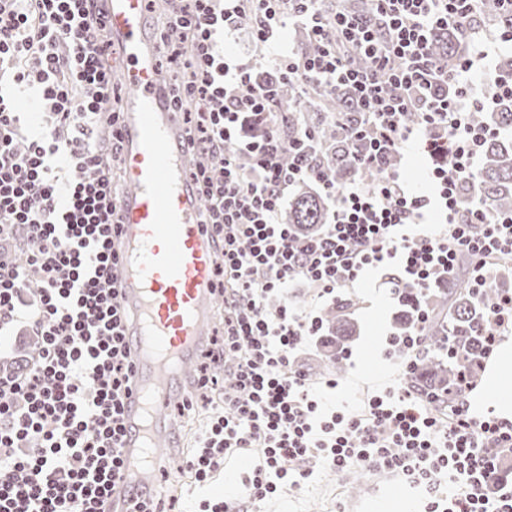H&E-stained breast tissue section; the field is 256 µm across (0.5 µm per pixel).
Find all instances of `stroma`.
Wrapping results in <instances>:
<instances>
[{
    "label": "stroma",
    "mask_w": 512,
    "mask_h": 512,
    "mask_svg": "<svg viewBox=\"0 0 512 512\" xmlns=\"http://www.w3.org/2000/svg\"><path fill=\"white\" fill-rule=\"evenodd\" d=\"M345 293L356 303L352 320L356 335L350 342L352 357L343 369L325 367L323 351L316 342H309L302 361L314 388L323 391V403L346 411L358 407L377 388L395 376V366L383 356L387 337L394 331L400 307L384 284L380 272L370 269L360 281L346 288ZM340 383L336 393L325 391L328 379ZM172 460L170 475L160 486L165 496L178 499L182 512H194L198 501L216 494V486L201 487ZM411 497L417 512H422L425 500L422 492L407 487L398 477L387 473L371 474L354 470L343 475L322 472L305 487L290 490L266 500L260 512H375L381 501L393 493Z\"/></svg>",
    "instance_id": "1"
}]
</instances>
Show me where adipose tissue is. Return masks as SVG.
<instances>
[{"instance_id": "ef3b65f1", "label": "adipose tissue", "mask_w": 512, "mask_h": 512, "mask_svg": "<svg viewBox=\"0 0 512 512\" xmlns=\"http://www.w3.org/2000/svg\"><path fill=\"white\" fill-rule=\"evenodd\" d=\"M478 414L494 412L512 420V336L505 337L485 372V391L469 400Z\"/></svg>"}]
</instances>
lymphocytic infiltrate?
<instances>
[{"mask_svg": "<svg viewBox=\"0 0 512 512\" xmlns=\"http://www.w3.org/2000/svg\"><path fill=\"white\" fill-rule=\"evenodd\" d=\"M156 37L171 66L162 89L180 113L186 145L206 158L188 179L204 201L214 237L216 291L224 331L205 352L195 394L180 412L208 409L207 423L183 466L207 485L234 448L257 449L248 477L251 501L298 489L316 471L387 472L422 490L427 512H512V423L473 417L463 382L448 412L439 397L407 385L426 354L431 315L418 295L460 262L483 287L495 261L512 256V213L462 211L455 180L479 168L491 131L471 116L512 99V73L494 52L464 57L445 72L434 35L473 24L480 0H371L383 25L342 10L325 16L322 0H161ZM278 79L301 89L347 87L363 114L361 169L379 172L372 187L323 184L332 200L322 233L296 243L279 213L297 182L318 175L308 159L310 131L288 141V110L275 82L251 62L224 53L243 15ZM318 44L310 57L282 52L288 25ZM109 25L99 0H0V239L26 232L24 260L0 246V334L23 328L41 347L29 369L0 373V512H105L124 469L120 443L134 373L119 307L122 196L113 168L123 148L119 77L105 58ZM365 59L357 66L347 50ZM493 77L473 82L475 70ZM35 91L52 120L22 136L16 95ZM420 99L418 122L407 115ZM419 146L429 158L431 190L413 192L389 155ZM293 161L283 164L284 154ZM391 265L411 288L403 305L413 330L387 340L401 379L361 411L320 410L316 390L294 355L318 336L321 318L295 307L291 283L304 279L335 299L364 267Z\"/></svg>", "mask_w": 512, "mask_h": 512, "instance_id": "1", "label": "lymphocytic infiltrate"}]
</instances>
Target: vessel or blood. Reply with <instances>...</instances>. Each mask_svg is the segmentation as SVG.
I'll return each instance as SVG.
<instances>
[{
  "label": "vessel or blood",
  "mask_w": 512,
  "mask_h": 512,
  "mask_svg": "<svg viewBox=\"0 0 512 512\" xmlns=\"http://www.w3.org/2000/svg\"><path fill=\"white\" fill-rule=\"evenodd\" d=\"M112 41L121 51L119 77L129 91L122 106L119 159L127 190L122 200L118 273L120 305L130 316L135 386L126 401L122 487L106 512H133L125 486H151L172 454L164 413L181 387L210 329L215 298V247L199 220L198 195L186 172L192 157L185 132L160 96L165 77L156 65L159 45L148 31L144 0H102ZM261 458L237 448L224 459L231 479L223 491L235 502L247 490L236 474Z\"/></svg>",
  "instance_id": "vessel-or-blood-1"
}]
</instances>
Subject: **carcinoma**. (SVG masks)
<instances>
[{
    "instance_id": "obj_1",
    "label": "carcinoma",
    "mask_w": 512,
    "mask_h": 512,
    "mask_svg": "<svg viewBox=\"0 0 512 512\" xmlns=\"http://www.w3.org/2000/svg\"><path fill=\"white\" fill-rule=\"evenodd\" d=\"M326 8H346L371 17L365 0L328 2ZM480 12L484 21L495 29L512 28V16L502 10L499 0H482ZM477 33L476 27L469 31L450 28L436 36L432 51L439 63L452 71ZM360 121V109L347 89L330 83L318 84L308 91L300 105L288 111V140L297 137L299 128L314 130L319 155L313 164L323 177L339 186L359 178L369 187L378 174H360L351 141L353 129ZM472 121L477 126L496 129L497 134L487 138L483 146L484 162L475 176L457 181L460 207L468 210L477 197L487 210L512 211V101L500 102L492 112H475ZM280 219L294 225L299 233L309 235L328 220V207L312 184L304 183L294 190ZM511 286L512 260L504 259L478 294L466 282L454 279L447 283V287L429 290L422 295L423 303L433 313L426 328V346L442 348L448 345L456 348V352L445 351L440 357L423 358L415 374V384L450 397L462 377L474 375L472 364L482 349L481 337L476 335L478 321ZM352 307V300L340 295L322 315L325 330L330 335L325 344L331 347L325 358L331 365L340 364L342 350L352 336L353 327L349 320Z\"/></svg>"
}]
</instances>
